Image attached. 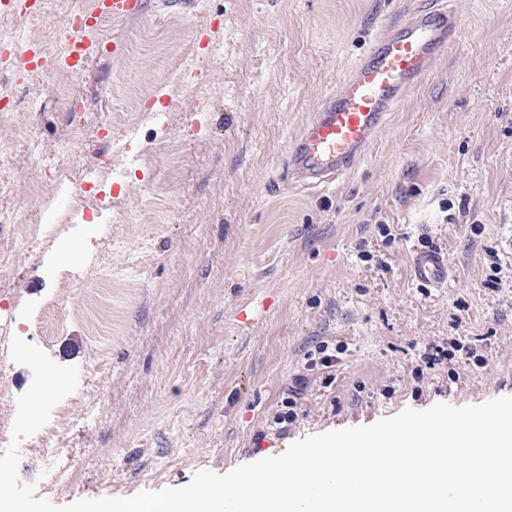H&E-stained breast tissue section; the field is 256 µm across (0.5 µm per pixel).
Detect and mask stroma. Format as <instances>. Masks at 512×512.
<instances>
[{"label":"stroma","mask_w":512,"mask_h":512,"mask_svg":"<svg viewBox=\"0 0 512 512\" xmlns=\"http://www.w3.org/2000/svg\"><path fill=\"white\" fill-rule=\"evenodd\" d=\"M414 2L143 0L100 22L121 55L0 78V305L79 369L61 457L78 483L48 474L37 496L181 488L309 435L512 396V0H459L457 42L334 188L279 179L318 100ZM95 6L41 0L0 18V40L53 54ZM86 168L123 175L111 238L76 217L102 202L76 185ZM48 215L56 233L33 235ZM425 249L447 284L414 278ZM324 343L329 385L303 369ZM432 346L448 357L430 367Z\"/></svg>","instance_id":"1"}]
</instances>
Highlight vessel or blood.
<instances>
[{"label":"vessel or blood","instance_id":"vessel-or-blood-1","mask_svg":"<svg viewBox=\"0 0 512 512\" xmlns=\"http://www.w3.org/2000/svg\"><path fill=\"white\" fill-rule=\"evenodd\" d=\"M459 15L446 0L409 10L383 27L370 49L355 59L335 89L316 105L310 121L288 148V182L324 190L352 168L373 143L386 116L430 73L434 61L457 39ZM46 59L34 43L0 45V70H35ZM417 280L443 283L448 264L441 252L422 250L413 259Z\"/></svg>","mask_w":512,"mask_h":512}]
</instances>
